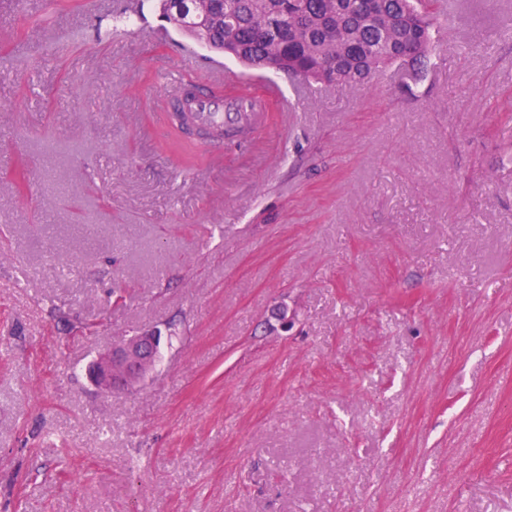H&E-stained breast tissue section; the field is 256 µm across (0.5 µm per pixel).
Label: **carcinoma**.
<instances>
[{
	"instance_id": "carcinoma-1",
	"label": "carcinoma",
	"mask_w": 512,
	"mask_h": 512,
	"mask_svg": "<svg viewBox=\"0 0 512 512\" xmlns=\"http://www.w3.org/2000/svg\"><path fill=\"white\" fill-rule=\"evenodd\" d=\"M432 0H202L205 46L258 70L353 88L393 65L417 76L435 51Z\"/></svg>"
}]
</instances>
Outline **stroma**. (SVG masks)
Returning a JSON list of instances; mask_svg holds the SVG:
<instances>
[{"mask_svg": "<svg viewBox=\"0 0 512 512\" xmlns=\"http://www.w3.org/2000/svg\"><path fill=\"white\" fill-rule=\"evenodd\" d=\"M132 2L0 0V512H512V0L190 159ZM161 340L160 331L148 330L114 344L91 364L94 384L110 391L141 387L154 371Z\"/></svg>", "mask_w": 512, "mask_h": 512, "instance_id": "1", "label": "stroma"}]
</instances>
